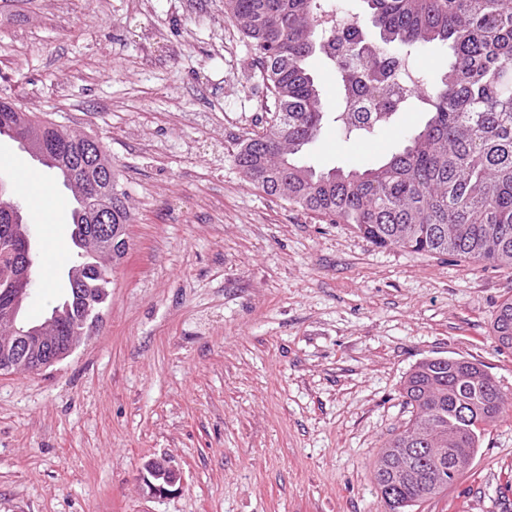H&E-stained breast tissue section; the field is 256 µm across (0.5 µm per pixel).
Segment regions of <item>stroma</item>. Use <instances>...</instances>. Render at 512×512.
I'll list each match as a JSON object with an SVG mask.
<instances>
[{
  "label": "stroma",
  "instance_id": "obj_1",
  "mask_svg": "<svg viewBox=\"0 0 512 512\" xmlns=\"http://www.w3.org/2000/svg\"><path fill=\"white\" fill-rule=\"evenodd\" d=\"M312 69L323 128L298 159L316 171L379 162L427 120L345 140L335 77ZM1 97L99 141L131 221L89 336L0 371V512H385L372 471L418 362H479L512 391L491 339L512 270L376 246L235 165L270 101L224 0H0ZM21 167L53 177L1 137L0 180ZM20 205L37 324L68 294L71 218ZM151 459L182 471L177 491L143 494ZM415 512H512V415Z\"/></svg>",
  "mask_w": 512,
  "mask_h": 512
}]
</instances>
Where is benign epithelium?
<instances>
[{
    "label": "benign epithelium",
    "mask_w": 512,
    "mask_h": 512,
    "mask_svg": "<svg viewBox=\"0 0 512 512\" xmlns=\"http://www.w3.org/2000/svg\"><path fill=\"white\" fill-rule=\"evenodd\" d=\"M5 275L10 277L13 300L10 312L0 317V346L23 355V358H37L39 367H46L64 359L74 346L75 339L65 335L58 313L38 325L23 326L18 323V312L28 295V272L24 252L17 251L16 261L4 266ZM146 474L143 482L149 494L162 497L171 493V487L182 483L181 472L167 461L151 459L144 464Z\"/></svg>",
    "instance_id": "benign-epithelium-1"
}]
</instances>
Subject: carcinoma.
I'll list each match as a JSON object with an SVG mask.
<instances>
[{
    "instance_id": "1",
    "label": "carcinoma",
    "mask_w": 512,
    "mask_h": 512,
    "mask_svg": "<svg viewBox=\"0 0 512 512\" xmlns=\"http://www.w3.org/2000/svg\"><path fill=\"white\" fill-rule=\"evenodd\" d=\"M381 44L358 26L342 40L321 30L322 0H224L225 13L249 40L272 98L273 119L262 134L240 143L234 161L270 196L313 211L332 224H349L371 243L417 254L459 256L512 269V3L509 0H365ZM447 43L453 62L440 81L399 99L387 97L401 81L404 48ZM371 45L363 72L384 95L376 121L334 117L348 141L373 140L402 112L428 119L403 150L376 165L318 172L295 156L318 138L324 112L310 66L314 57L334 64L336 86L347 91L355 71L339 64L334 49ZM23 129L39 162L62 177L78 200L71 241L83 254L69 269L77 277L68 298L53 307L76 336L99 318L109 295L110 272L100 271L84 242L96 238L97 210L111 206L120 228L112 261L127 251L126 194L109 178L112 165L97 145L68 133L15 103L0 99V129ZM18 208L0 188V255L14 245L6 213ZM492 339L512 351V298L497 310ZM410 418L379 454L372 477L388 512H413L454 485L489 430L512 411L504 391L480 363L465 359L419 362L403 383ZM418 448H446L441 471Z\"/></svg>"
}]
</instances>
